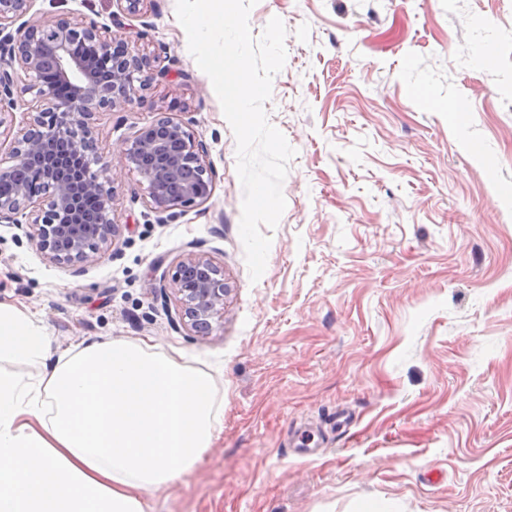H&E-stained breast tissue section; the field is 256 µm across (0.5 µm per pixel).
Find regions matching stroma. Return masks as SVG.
<instances>
[{
    "label": "stroma",
    "mask_w": 512,
    "mask_h": 512,
    "mask_svg": "<svg viewBox=\"0 0 512 512\" xmlns=\"http://www.w3.org/2000/svg\"><path fill=\"white\" fill-rule=\"evenodd\" d=\"M175 3L156 0L136 43L169 78L95 116L121 236L76 271L0 224V303L56 353L124 340L211 373L223 430L151 512H512V0H257L253 36L287 29L265 111L296 154L255 282L236 139ZM62 10L107 25L118 7L28 14ZM159 110L207 146L199 206L156 212L125 162ZM191 251L233 288L203 338L162 294ZM306 434L317 455L290 454Z\"/></svg>",
    "instance_id": "35a3bbf8"
}]
</instances>
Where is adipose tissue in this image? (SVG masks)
I'll list each match as a JSON object with an SVG mask.
<instances>
[{"mask_svg":"<svg viewBox=\"0 0 512 512\" xmlns=\"http://www.w3.org/2000/svg\"><path fill=\"white\" fill-rule=\"evenodd\" d=\"M41 365L25 384L2 363ZM222 430L213 382L122 340L52 353L32 314L0 305V512H150Z\"/></svg>","mask_w":512,"mask_h":512,"instance_id":"adipose-tissue-1","label":"adipose tissue"}]
</instances>
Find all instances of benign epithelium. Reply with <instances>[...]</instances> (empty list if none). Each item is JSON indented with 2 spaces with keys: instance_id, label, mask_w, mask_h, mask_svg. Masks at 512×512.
<instances>
[{
  "instance_id": "7a95c632",
  "label": "benign epithelium",
  "mask_w": 512,
  "mask_h": 512,
  "mask_svg": "<svg viewBox=\"0 0 512 512\" xmlns=\"http://www.w3.org/2000/svg\"><path fill=\"white\" fill-rule=\"evenodd\" d=\"M28 0H0V138L10 139L11 165H0V182L14 184L0 197V223L26 226V235L52 264L81 270L120 235L113 218L114 190L98 163L94 117L131 104L147 82L150 56L129 46L109 27L71 12L18 20ZM152 0H116L130 20L127 34L140 38ZM140 22L136 26L132 21ZM31 94L33 98L25 99ZM25 107L16 133L13 114ZM208 150L189 124L160 112L139 128L125 154L147 183V203L157 212L204 203L211 194ZM96 209L83 206L86 197ZM26 222H21L19 217ZM171 288L178 319L197 336L224 320L232 288L224 267L189 252L179 260Z\"/></svg>"
}]
</instances>
